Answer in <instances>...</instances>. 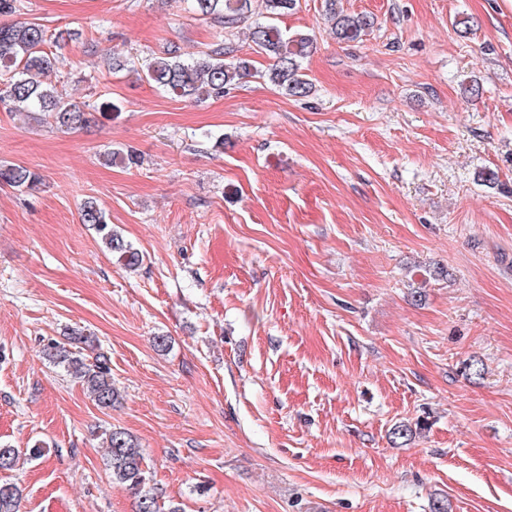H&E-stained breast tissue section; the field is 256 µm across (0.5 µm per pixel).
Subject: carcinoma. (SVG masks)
Returning a JSON list of instances; mask_svg holds the SVG:
<instances>
[{
	"label": "carcinoma",
	"instance_id": "cac0c4a2",
	"mask_svg": "<svg viewBox=\"0 0 512 512\" xmlns=\"http://www.w3.org/2000/svg\"><path fill=\"white\" fill-rule=\"evenodd\" d=\"M251 0H193L198 14L213 18L228 26L235 25L250 8ZM266 20L255 23L250 37L260 52L274 59L267 77L274 86L296 98L307 96L310 83L302 73V62L314 46L307 34H290L276 23L279 17L295 10L297 0H263ZM325 15L333 21L332 33L341 43L355 42L374 26V16L344 11L340 0H324ZM45 30L36 23L13 22L0 24V71L8 72L0 84V104L11 109L24 107L52 119L61 131H77L90 122V113L63 96L52 83L39 77L54 71L55 57L42 49ZM224 44L206 47L198 56L182 58L165 51L147 66L146 81L166 93L184 100L221 97L224 89L251 75L252 63L240 58L225 62ZM39 176L28 168L13 164L0 166V183L34 189ZM81 222L94 226L104 247L118 256L127 268L140 265L139 253L108 223L104 212L93 201L81 209ZM69 346L52 343L45 349L49 362L63 366L79 379L95 405L110 409L120 400L112 382L108 358L99 352L96 338L79 328L68 336ZM106 461L112 484L128 491L135 500V512H162L158 494L150 486L149 467L144 450L137 440L121 428L104 432ZM21 459V451L0 442V471L12 470ZM22 491L14 483L0 482V512H21Z\"/></svg>",
	"mask_w": 512,
	"mask_h": 512
}]
</instances>
